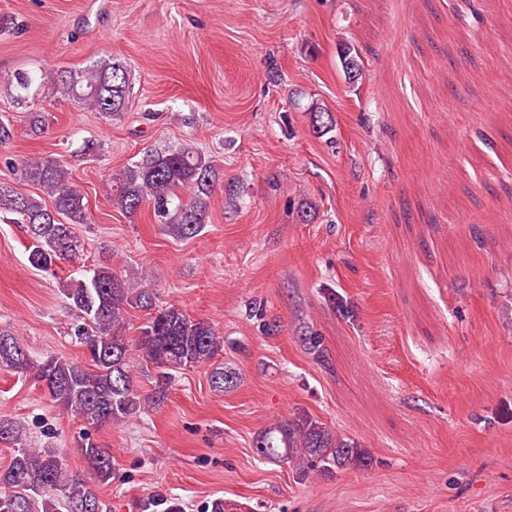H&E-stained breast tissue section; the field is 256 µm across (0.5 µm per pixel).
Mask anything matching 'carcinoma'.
Wrapping results in <instances>:
<instances>
[{
  "label": "carcinoma",
  "mask_w": 512,
  "mask_h": 512,
  "mask_svg": "<svg viewBox=\"0 0 512 512\" xmlns=\"http://www.w3.org/2000/svg\"><path fill=\"white\" fill-rule=\"evenodd\" d=\"M61 93L107 117L124 111L130 96L127 71L118 60L103 61L79 72L67 71L51 82ZM25 178L42 187L46 204L0 182V221L23 224L31 242L30 265L49 271L58 260L72 259L82 250L74 225L90 223L84 194L71 182L68 170L48 158L22 163ZM216 178L213 166L189 146L145 153L112 180L108 193L112 205L126 214L142 205L170 234L193 238L208 224L209 198ZM68 307L84 320L77 335L86 346L91 366L60 357L34 364L13 330L0 328V369L26 372L36 368L35 379L50 399L87 426L133 417L166 398L165 389L142 399L133 384L134 365H151L164 378L171 372L210 362L224 340L207 321L193 319L183 310L155 308L153 294L119 276L108 263L87 270L62 289ZM151 312L139 336H126V307ZM239 376L222 367L210 375L217 391L234 388ZM0 439L13 445L11 458L0 468V512H74L72 497L96 492L52 448H32L24 431L0 419ZM259 457L289 466L296 477L332 474L350 465L366 467L369 453L325 423L303 413L261 431L254 440ZM80 450L85 467L100 484L112 480V455L82 432ZM152 512H183L175 498L157 497L143 505Z\"/></svg>",
  "instance_id": "obj_1"
}]
</instances>
